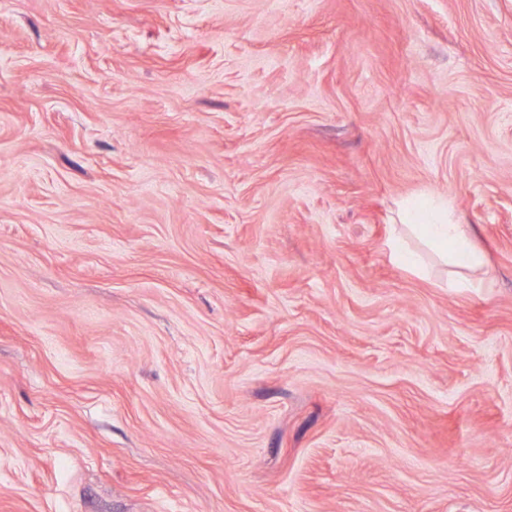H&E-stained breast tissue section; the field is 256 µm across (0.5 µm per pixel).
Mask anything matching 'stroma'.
Here are the masks:
<instances>
[{"label": "stroma", "mask_w": 512, "mask_h": 512, "mask_svg": "<svg viewBox=\"0 0 512 512\" xmlns=\"http://www.w3.org/2000/svg\"><path fill=\"white\" fill-rule=\"evenodd\" d=\"M0 512H512V0H0ZM423 223L405 226L428 246L448 257L455 267L473 270L485 264V256L472 241L468 225L447 221V207L430 210Z\"/></svg>", "instance_id": "35a3bbf8"}]
</instances>
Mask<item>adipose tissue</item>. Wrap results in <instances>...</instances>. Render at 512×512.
<instances>
[{
    "mask_svg": "<svg viewBox=\"0 0 512 512\" xmlns=\"http://www.w3.org/2000/svg\"><path fill=\"white\" fill-rule=\"evenodd\" d=\"M410 230L448 257L457 268L468 271L485 263V256L475 246L468 225L449 222L446 208L430 210L423 223L411 225Z\"/></svg>",
    "mask_w": 512,
    "mask_h": 512,
    "instance_id": "obj_1",
    "label": "adipose tissue"
}]
</instances>
